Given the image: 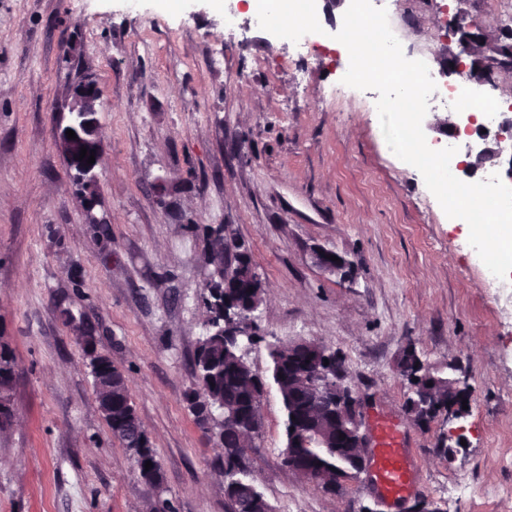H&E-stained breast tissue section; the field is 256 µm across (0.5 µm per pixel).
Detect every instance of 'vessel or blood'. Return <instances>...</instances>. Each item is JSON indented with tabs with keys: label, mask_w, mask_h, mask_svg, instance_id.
I'll list each match as a JSON object with an SVG mask.
<instances>
[{
	"label": "vessel or blood",
	"mask_w": 512,
	"mask_h": 512,
	"mask_svg": "<svg viewBox=\"0 0 512 512\" xmlns=\"http://www.w3.org/2000/svg\"><path fill=\"white\" fill-rule=\"evenodd\" d=\"M375 430L376 448L369 459L371 478L385 499L394 502L405 500L412 493L414 477L400 430L387 420L377 421Z\"/></svg>",
	"instance_id": "vessel-or-blood-1"
}]
</instances>
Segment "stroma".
Masks as SVG:
<instances>
[{"label": "stroma", "instance_id": "stroma-1", "mask_svg": "<svg viewBox=\"0 0 512 512\" xmlns=\"http://www.w3.org/2000/svg\"><path fill=\"white\" fill-rule=\"evenodd\" d=\"M413 52L436 32V0H405ZM221 0H0V345L17 375L0 431V512H228L221 456L184 400L203 335L201 237L187 222L228 224L249 245L265 294L263 341L241 344L269 378V349L304 339L339 352L350 381L387 416L415 460L414 498L442 512H512V278L481 280L462 225L422 175L387 151L370 91L335 98L334 44L289 67L272 31L225 43ZM92 77L107 104L106 149L88 223L74 171L55 146L58 107ZM178 189L159 202L155 179ZM334 251L346 275L312 258ZM95 328L123 371L164 475L137 474L98 406L81 342L59 316ZM416 348L438 373L468 380L461 418L418 426L397 367ZM251 472L273 512H364L365 479L329 494L281 463L284 412L267 387ZM463 443L440 451L447 432ZM466 480L472 497L451 484Z\"/></svg>", "mask_w": 512, "mask_h": 512}]
</instances>
